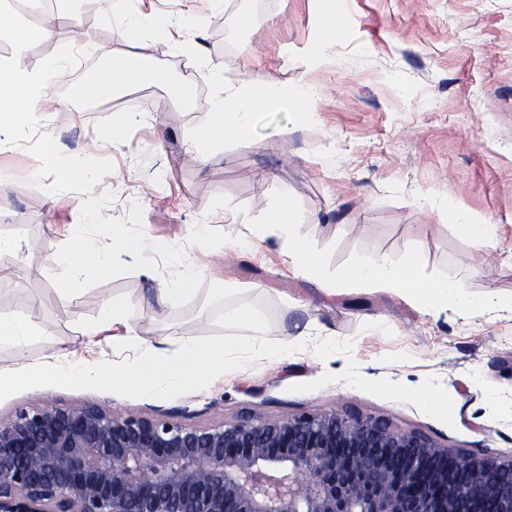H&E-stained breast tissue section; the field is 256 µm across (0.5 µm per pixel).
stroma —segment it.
Here are the masks:
<instances>
[{"label":"stroma","mask_w":512,"mask_h":512,"mask_svg":"<svg viewBox=\"0 0 512 512\" xmlns=\"http://www.w3.org/2000/svg\"><path fill=\"white\" fill-rule=\"evenodd\" d=\"M8 5L20 27L0 34V61L23 34L30 72L52 57L69 62L48 93L70 114L47 126L21 123L0 153V236L19 245L0 271V315L37 324L28 362L78 347L107 301L126 310L141 346L103 336L84 351L89 361L128 363L143 348L172 350L186 338L256 335L261 346L249 372L155 393L5 378L0 418L43 404L95 405L205 427L347 408L451 448L512 455V310L431 314L359 284L337 294L298 274L279 237L259 243L251 234L286 192L325 279L362 256L393 264L412 256L422 278L512 300V0H345L342 36L326 62L322 0H224L219 8L167 0L165 11L201 43L205 63L157 42L150 65L165 68L168 84L146 82L106 100L76 90L87 63L123 49L113 21L123 0L110 14L81 0ZM47 19L53 34L38 37ZM219 75L241 84L307 78L321 96L301 117L256 113L249 144L199 164L187 148L208 119ZM183 86L191 96L181 101L174 91ZM115 110L130 115L117 141L108 135ZM46 139L78 173L39 169ZM465 222L495 225L487 247L471 244ZM73 224L104 249L115 224L167 243L150 257L156 281L141 275L140 259L123 257L62 302ZM189 263L193 292L157 306L156 282L178 279ZM238 306L257 312L256 330L225 325ZM433 396L447 409H433Z\"/></svg>","instance_id":"1"}]
</instances>
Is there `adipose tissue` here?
Wrapping results in <instances>:
<instances>
[{"instance_id": "obj_1", "label": "adipose tissue", "mask_w": 512, "mask_h": 512, "mask_svg": "<svg viewBox=\"0 0 512 512\" xmlns=\"http://www.w3.org/2000/svg\"><path fill=\"white\" fill-rule=\"evenodd\" d=\"M128 2V11L116 22L118 35L127 48L122 52L108 53L106 68L86 81L81 89L82 94L106 98L115 89L134 86L145 80L158 85L168 84L166 71L148 66L151 50L160 40L173 43L187 56L199 57L196 42L185 37L179 24L148 10L146 0ZM24 52V45H17L13 58L0 62V71L5 74L4 79L0 80V151L5 148L6 135L23 118L33 116L47 123L52 120L54 112L67 109L66 104L59 102L54 112L43 111V104L49 100L46 84L42 78L29 73L23 66ZM316 96V86L303 80L291 85H236L220 81L209 105L210 118L197 129L189 154L196 163H207L222 153L227 144L249 142L256 112H288L298 115L307 111ZM301 221L291 199L285 196L276 209L267 213L264 223L254 225L252 234L259 241L272 234L281 236L293 266L318 278L322 275V266L317 253L307 239L293 232ZM163 248L161 242L129 236L117 226L112 229L110 247L106 250L86 238L82 232H74L69 275L60 282L58 294L62 301H70L79 281L110 273L115 255L137 256L145 252H158ZM355 282L395 291L404 299L434 312L451 309L472 315L491 305L487 299L475 301L463 297L456 283L422 280L417 273L415 261L411 259L393 265L381 257H362L342 276L329 281L327 287L333 291H343ZM107 332L111 333L114 346L134 347L139 343L123 309L109 301L103 304L99 319L88 325L82 336L90 342ZM35 334L36 326L32 320L0 315V343H8L17 358L25 362L21 380L29 381L46 375L61 382L87 379L110 385L117 390L133 388L144 393L171 384H199L217 378L230 366L228 354L249 351L255 347L254 341L249 339H186L174 350L154 348L145 351L137 361L120 365L106 360L91 364L72 350L56 352L50 361L44 363L29 364L25 361L26 351Z\"/></svg>"}]
</instances>
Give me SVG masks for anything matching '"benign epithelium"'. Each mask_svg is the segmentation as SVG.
Instances as JSON below:
<instances>
[{
  "label": "benign epithelium",
  "mask_w": 512,
  "mask_h": 512,
  "mask_svg": "<svg viewBox=\"0 0 512 512\" xmlns=\"http://www.w3.org/2000/svg\"><path fill=\"white\" fill-rule=\"evenodd\" d=\"M0 512H512V457L354 410L196 427L46 404L0 420Z\"/></svg>",
  "instance_id": "benign-epithelium-1"
}]
</instances>
